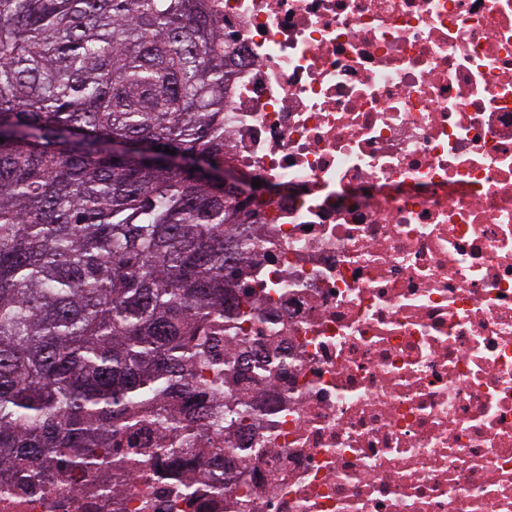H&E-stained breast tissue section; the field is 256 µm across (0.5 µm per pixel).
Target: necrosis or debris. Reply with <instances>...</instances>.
<instances>
[{
	"label": "necrosis or debris",
	"mask_w": 512,
	"mask_h": 512,
	"mask_svg": "<svg viewBox=\"0 0 512 512\" xmlns=\"http://www.w3.org/2000/svg\"><path fill=\"white\" fill-rule=\"evenodd\" d=\"M209 13L241 51L224 164L276 188L238 229L252 313L211 327L248 425L143 424L206 466L93 465L0 512H512V0Z\"/></svg>",
	"instance_id": "obj_1"
}]
</instances>
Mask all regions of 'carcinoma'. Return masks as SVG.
Listing matches in <instances>:
<instances>
[{"label": "carcinoma", "mask_w": 512, "mask_h": 512, "mask_svg": "<svg viewBox=\"0 0 512 512\" xmlns=\"http://www.w3.org/2000/svg\"><path fill=\"white\" fill-rule=\"evenodd\" d=\"M208 0H0V481L122 463L217 396L204 329L251 256L224 195L235 52ZM128 144L113 158L112 141ZM192 161L160 163L165 149ZM210 427L247 411L197 412Z\"/></svg>", "instance_id": "cac0c4a2"}]
</instances>
